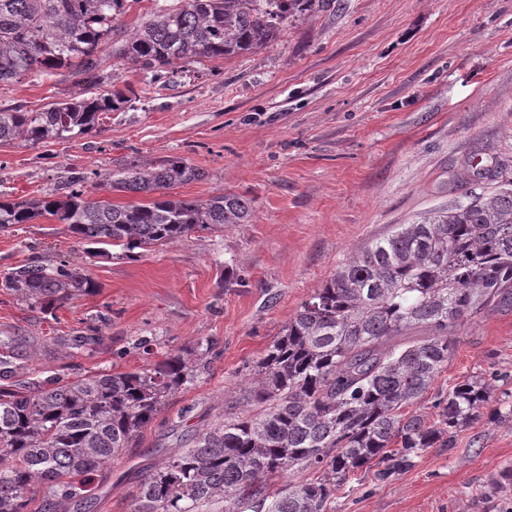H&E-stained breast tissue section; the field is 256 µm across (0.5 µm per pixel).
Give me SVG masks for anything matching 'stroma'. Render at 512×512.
I'll use <instances>...</instances> for the list:
<instances>
[{
	"label": "stroma",
	"mask_w": 512,
	"mask_h": 512,
	"mask_svg": "<svg viewBox=\"0 0 512 512\" xmlns=\"http://www.w3.org/2000/svg\"><path fill=\"white\" fill-rule=\"evenodd\" d=\"M104 87L131 83L133 105L97 130L0 142V200L51 194L78 174L130 158L179 157L203 179L172 196L251 199L253 217L131 255L92 256L67 225L0 227V273L75 263L97 283L46 312L0 288V339L16 381H73L145 368L211 340L209 368L179 390L131 448L96 473L85 512H131L135 478L219 421L290 317L363 244L466 203L499 166L512 178V0H329L289 19L270 46L191 65L162 85L108 60ZM82 77L0 86V107L41 111L84 91ZM96 332L91 350L72 336ZM500 374L488 414L380 483L352 481L336 512H500L491 476L512 465V308L464 325L456 352L408 413L434 415L440 393Z\"/></svg>",
	"instance_id": "35a3bbf8"
}]
</instances>
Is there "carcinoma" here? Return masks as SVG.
I'll list each match as a JSON object with an SVG mask.
<instances>
[{
  "instance_id": "carcinoma-1",
  "label": "carcinoma",
  "mask_w": 512,
  "mask_h": 512,
  "mask_svg": "<svg viewBox=\"0 0 512 512\" xmlns=\"http://www.w3.org/2000/svg\"><path fill=\"white\" fill-rule=\"evenodd\" d=\"M141 0H0V85L61 69L94 83L102 53L168 83L191 64L229 59L274 42L288 20L326 0H155L148 18L127 29V2ZM136 96L130 84L86 92L41 112L0 108V142L36 144L85 135L102 115ZM491 187L465 205L430 212L358 248L302 303L252 369L234 412L201 431L191 446L138 476L133 512H332L337 494L362 468L390 480L429 448H452L457 433L488 407L493 384L482 376L440 395L437 419L401 409L420 399L453 358L458 331L489 307H512V180L487 168ZM203 176L181 158L157 166L138 159L112 174L110 187L163 196L119 206L90 197L86 176L62 191L0 200V226L51 217L95 256L128 253L246 224L245 197L175 198L166 190ZM0 288L47 311L98 285L68 261L25 264ZM425 329L428 335L409 332ZM0 357V512H69L89 493L88 476L111 464L202 362L166 352L133 372H99L64 382L19 386ZM307 470L318 476L292 482ZM286 479L281 487L276 481Z\"/></svg>"
}]
</instances>
